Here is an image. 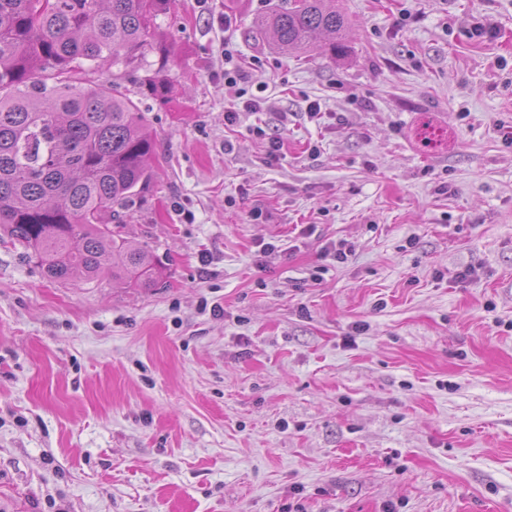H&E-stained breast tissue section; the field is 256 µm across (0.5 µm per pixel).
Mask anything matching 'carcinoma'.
<instances>
[{"mask_svg":"<svg viewBox=\"0 0 512 512\" xmlns=\"http://www.w3.org/2000/svg\"><path fill=\"white\" fill-rule=\"evenodd\" d=\"M44 2L0 0V235L55 281L149 286L158 260L121 237L123 214L154 179L149 119L121 83L89 75L140 67L172 0ZM347 29L335 0H286L253 22L285 56L316 50L321 34L341 56ZM143 87L165 96L164 70H148Z\"/></svg>","mask_w":512,"mask_h":512,"instance_id":"obj_1","label":"carcinoma"}]
</instances>
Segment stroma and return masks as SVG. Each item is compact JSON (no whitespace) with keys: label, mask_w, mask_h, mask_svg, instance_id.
Instances as JSON below:
<instances>
[{"label":"stroma","mask_w":512,"mask_h":512,"mask_svg":"<svg viewBox=\"0 0 512 512\" xmlns=\"http://www.w3.org/2000/svg\"><path fill=\"white\" fill-rule=\"evenodd\" d=\"M277 2L175 0L164 99L98 75L156 142V287L0 239V512H512V0H336L334 59L253 37Z\"/></svg>","instance_id":"stroma-1"}]
</instances>
